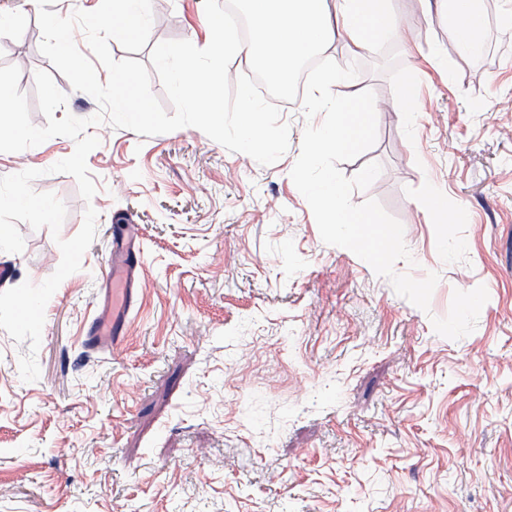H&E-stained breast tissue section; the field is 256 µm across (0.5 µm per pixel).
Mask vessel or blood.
<instances>
[{
	"label": "vessel or blood",
	"instance_id": "vessel-or-blood-1",
	"mask_svg": "<svg viewBox=\"0 0 512 512\" xmlns=\"http://www.w3.org/2000/svg\"><path fill=\"white\" fill-rule=\"evenodd\" d=\"M138 256V246L128 243L113 251L104 307L87 331L89 345L96 347L105 342L116 345L122 341L128 315L138 296Z\"/></svg>",
	"mask_w": 512,
	"mask_h": 512
}]
</instances>
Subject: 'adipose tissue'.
Instances as JSON below:
<instances>
[{"mask_svg":"<svg viewBox=\"0 0 512 512\" xmlns=\"http://www.w3.org/2000/svg\"><path fill=\"white\" fill-rule=\"evenodd\" d=\"M252 45L272 65L281 83H288L298 62L322 51L335 33H343L352 52L371 39L392 32L397 20L390 0H248ZM453 31L451 50L470 55L479 49L482 0H436Z\"/></svg>","mask_w":512,"mask_h":512,"instance_id":"obj_1","label":"adipose tissue"}]
</instances>
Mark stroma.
Segmentation results:
<instances>
[{
    "instance_id": "stroma-1",
    "label": "stroma",
    "mask_w": 512,
    "mask_h": 512,
    "mask_svg": "<svg viewBox=\"0 0 512 512\" xmlns=\"http://www.w3.org/2000/svg\"><path fill=\"white\" fill-rule=\"evenodd\" d=\"M0 29V66L66 94L55 118L98 110L40 50L38 10ZM398 28L352 54L356 90L389 102L375 144L341 163L382 172L373 198L404 227L411 261L435 273L429 311L350 250L325 244L290 172L307 124L280 102L289 146L274 164L231 152L194 127L152 137L111 129L87 157L98 191L50 173L70 156L57 136L0 153V176L42 170L32 187L63 201L59 236L18 228L23 252L0 255L6 288L58 267L57 238L98 213L82 267L45 308L33 382L27 344L0 330V512H512V0H484L479 55L446 59L452 32L423 0H392ZM151 43L203 46L204 0H157ZM415 86L414 122L403 92ZM447 198V214L430 195ZM139 229L138 300L122 345L88 349L112 239Z\"/></svg>"
}]
</instances>
